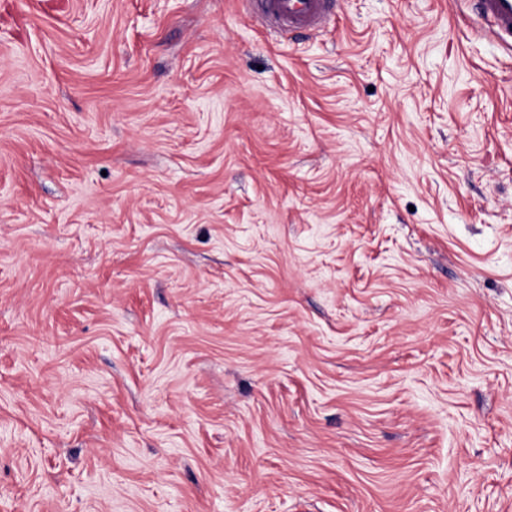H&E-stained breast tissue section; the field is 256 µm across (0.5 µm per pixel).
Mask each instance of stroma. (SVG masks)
<instances>
[{
    "mask_svg": "<svg viewBox=\"0 0 512 512\" xmlns=\"http://www.w3.org/2000/svg\"><path fill=\"white\" fill-rule=\"evenodd\" d=\"M0 512H512L470 0H0ZM337 2V0H336ZM334 0H259L260 16L283 32L316 30L334 13Z\"/></svg>",
    "mask_w": 512,
    "mask_h": 512,
    "instance_id": "stroma-1",
    "label": "stroma"
}]
</instances>
